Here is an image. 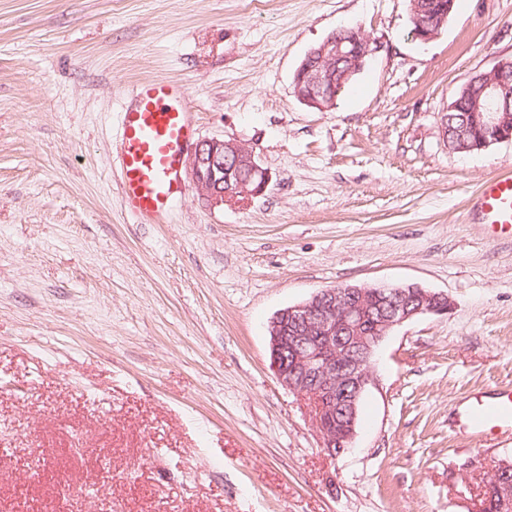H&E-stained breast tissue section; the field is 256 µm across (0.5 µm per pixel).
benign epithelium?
<instances>
[{"mask_svg":"<svg viewBox=\"0 0 512 512\" xmlns=\"http://www.w3.org/2000/svg\"><path fill=\"white\" fill-rule=\"evenodd\" d=\"M413 35L429 41L441 32L453 2L411 0ZM372 53L359 29H340L310 48L293 76V94L307 107L327 112L337 94L363 68ZM448 150L481 151L512 142V65L501 63L474 75L441 113ZM190 175L202 199L224 200L263 193L271 177L254 150L235 140L208 138L192 154ZM448 295L416 284L322 288L305 301L279 310L267 332L271 367L279 382L310 404L321 448L332 458L348 452L356 434L360 405L371 383L379 344L396 327L424 315H446ZM512 471L498 463L489 475L501 503L512 506V485L500 484Z\"/></svg>","mask_w":512,"mask_h":512,"instance_id":"7a95c632","label":"benign epithelium"}]
</instances>
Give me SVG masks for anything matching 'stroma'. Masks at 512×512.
Listing matches in <instances>:
<instances>
[{
  "instance_id": "obj_1",
  "label": "stroma",
  "mask_w": 512,
  "mask_h": 512,
  "mask_svg": "<svg viewBox=\"0 0 512 512\" xmlns=\"http://www.w3.org/2000/svg\"><path fill=\"white\" fill-rule=\"evenodd\" d=\"M343 26L373 54L317 112L293 74ZM411 30L409 0H0V512H470L512 459V434L454 423L512 386V238L471 210L512 143L454 153L439 120L512 62V0ZM154 79L187 86L196 140L255 150L264 193L126 212L122 93ZM377 283L453 307L384 339L333 459L267 324Z\"/></svg>"
}]
</instances>
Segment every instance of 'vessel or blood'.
<instances>
[{
    "instance_id": "obj_1",
    "label": "vessel or blood",
    "mask_w": 512,
    "mask_h": 512,
    "mask_svg": "<svg viewBox=\"0 0 512 512\" xmlns=\"http://www.w3.org/2000/svg\"><path fill=\"white\" fill-rule=\"evenodd\" d=\"M127 97L120 134L113 148L118 183L128 211L146 224L168 223L173 204L183 198L187 149L195 137L188 92L163 80L140 83ZM473 214L480 223L512 235V175L487 180L479 189ZM460 429L481 435L512 431V388L474 395L460 412Z\"/></svg>"
}]
</instances>
